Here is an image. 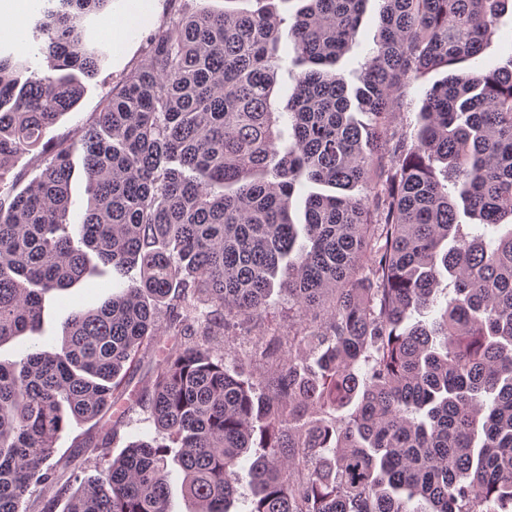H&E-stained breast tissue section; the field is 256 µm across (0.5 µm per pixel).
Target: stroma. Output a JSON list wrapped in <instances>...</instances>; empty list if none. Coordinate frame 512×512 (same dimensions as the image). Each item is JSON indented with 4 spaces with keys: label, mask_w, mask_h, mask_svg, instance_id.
I'll use <instances>...</instances> for the list:
<instances>
[{
    "label": "stroma",
    "mask_w": 512,
    "mask_h": 512,
    "mask_svg": "<svg viewBox=\"0 0 512 512\" xmlns=\"http://www.w3.org/2000/svg\"><path fill=\"white\" fill-rule=\"evenodd\" d=\"M17 0H0V53L9 54L15 49L31 45L34 41L31 20L40 15L45 0H18L21 10H14L12 4ZM145 12L152 20L151 26L128 23L122 38L112 34L114 20L126 17L130 4L128 0H116L114 6L88 15L85 21L87 42L104 51L106 58L100 68L89 77H82L84 93L74 110L65 115L57 124L47 130L45 140L56 143L67 136L77 124L100 112L112 95L113 88L127 74L139 67L145 59V41L152 27L163 25L178 9L177 0H139ZM381 6V0H370L366 17L360 27L359 47L353 48L336 71L346 81L349 88L359 84L357 71L364 61L368 49L373 46L375 21ZM112 276L104 274L87 279L80 287L47 295L44 309V324L36 333L19 337L0 347V359L14 361L27 352L46 350L57 346L62 337V329L67 318L75 311L97 306L111 292ZM324 310L296 317L290 310L288 298L280 290L273 288L268 299L267 316L262 326L247 323L230 324L223 333L210 336L208 342L217 353L234 354L254 350L259 335L275 336L287 340L288 336L299 333L302 325L314 327L323 324ZM176 341L167 336L157 337L152 348L136 366L128 368L125 375L126 392L124 402L134 403L124 423L118 428L111 451L120 454L130 441L140 437H152L156 434L155 425L146 408L136 405L135 400L146 393L151 385V367L164 353L174 351Z\"/></svg>",
    "instance_id": "stroma-1"
}]
</instances>
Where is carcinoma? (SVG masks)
I'll use <instances>...</instances> for the list:
<instances>
[{"label":"carcinoma","mask_w":512,"mask_h":512,"mask_svg":"<svg viewBox=\"0 0 512 512\" xmlns=\"http://www.w3.org/2000/svg\"><path fill=\"white\" fill-rule=\"evenodd\" d=\"M45 2L36 45L0 55V346L39 329L45 296L91 275L90 255L128 282L73 313L53 350L0 361V512H170L175 470L193 512H231L252 449L250 512H512V56L482 59L512 0H383L352 98L334 68L369 0H302L288 27L266 0L185 2L17 192L14 158L80 98L71 71L98 68L80 22L111 0ZM287 60L303 70L280 107ZM439 70L413 135L383 137ZM373 181V197L350 194ZM309 184L330 192L307 195L299 226L291 201ZM279 272L300 318L332 298L324 324L286 359L275 338L230 359L204 343L166 354L141 402L166 440L110 458L125 365L195 323L207 336L230 316L263 322ZM72 420L107 430L53 463ZM89 448L102 468L80 481L69 471ZM446 72H432L424 80L415 83L404 96L399 99L394 112L388 116L386 126L388 133L392 131L412 133L418 122L419 111L422 106L423 87L441 80ZM72 163L75 168V174L71 182V196L75 205L71 210L69 221L71 224H80L84 205L87 198L86 181L83 176V154L80 151L72 155Z\"/></svg>","instance_id":"cac0c4a2"}]
</instances>
